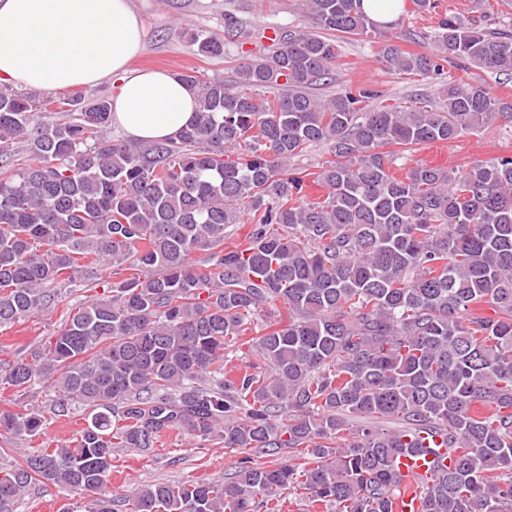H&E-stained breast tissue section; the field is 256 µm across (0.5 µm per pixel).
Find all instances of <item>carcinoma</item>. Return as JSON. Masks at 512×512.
I'll use <instances>...</instances> for the list:
<instances>
[{
    "mask_svg": "<svg viewBox=\"0 0 512 512\" xmlns=\"http://www.w3.org/2000/svg\"><path fill=\"white\" fill-rule=\"evenodd\" d=\"M360 3L305 0L311 27L269 37L229 13L225 36H191L200 55L237 63L239 85L282 93L183 72L196 122L147 146L112 138L106 97L0 87V329L53 311L84 271L107 263L114 276L111 296L70 309L0 374L22 395L51 381L62 412L67 400L94 410L64 447L0 445L12 458L0 512L46 480L115 512L114 449L146 452L171 430L224 440L237 466L220 484L140 488L129 512H281L292 485L339 512H393L400 458L422 451V433L443 437L449 464L420 484L419 512H512V156L390 172L422 145L512 124V99L451 81L434 101L390 104L337 69L342 40L380 35L378 60L397 75L509 80L512 30L454 14L421 37L432 50L410 52ZM264 38L271 52L249 58L244 45ZM332 83L326 102L310 93ZM318 145L329 192L313 201L291 160ZM245 222V243L224 247ZM278 302L288 323L254 331ZM245 337L259 363L235 373L224 350ZM45 422L23 404L0 411L17 441Z\"/></svg>",
    "mask_w": 512,
    "mask_h": 512,
    "instance_id": "cac0c4a2",
    "label": "carcinoma"
}]
</instances>
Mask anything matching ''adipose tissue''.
Instances as JSON below:
<instances>
[{"mask_svg":"<svg viewBox=\"0 0 512 512\" xmlns=\"http://www.w3.org/2000/svg\"><path fill=\"white\" fill-rule=\"evenodd\" d=\"M142 38L128 0H0V83L45 93L113 78V125L141 141L172 137L197 99L171 72L135 68Z\"/></svg>","mask_w":512,"mask_h":512,"instance_id":"ef3b65f1","label":"adipose tissue"}]
</instances>
